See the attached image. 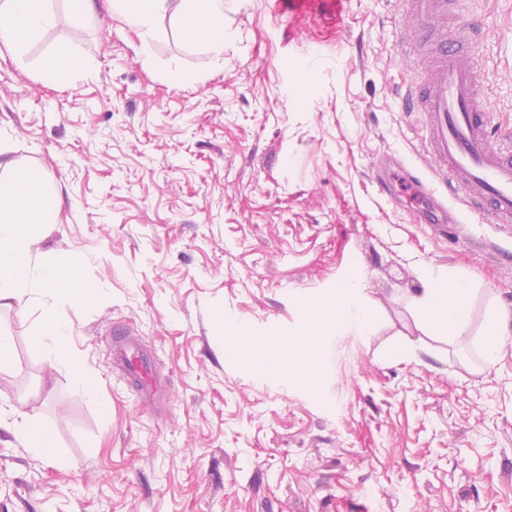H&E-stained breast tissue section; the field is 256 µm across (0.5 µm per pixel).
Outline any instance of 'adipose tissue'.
I'll return each instance as SVG.
<instances>
[{"label":"adipose tissue","instance_id":"1","mask_svg":"<svg viewBox=\"0 0 512 512\" xmlns=\"http://www.w3.org/2000/svg\"><path fill=\"white\" fill-rule=\"evenodd\" d=\"M72 29L81 33L100 11L122 16L137 33L152 30L164 20L179 26L190 42L213 55L224 53L226 0H66ZM53 21L49 0H0V44L22 52ZM423 287L410 300L419 321L434 335L455 339L470 319L472 283L463 278L424 270ZM308 316L304 331L288 341L289 348L317 349L328 336L352 332L373 335L375 312L362 292L359 264H352L335 292L322 302L303 301Z\"/></svg>","mask_w":512,"mask_h":512}]
</instances>
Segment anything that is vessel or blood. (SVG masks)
<instances>
[{
	"instance_id": "obj_1",
	"label": "vessel or blood",
	"mask_w": 512,
	"mask_h": 512,
	"mask_svg": "<svg viewBox=\"0 0 512 512\" xmlns=\"http://www.w3.org/2000/svg\"><path fill=\"white\" fill-rule=\"evenodd\" d=\"M405 4L407 14L422 28L453 6L452 0H405ZM479 32L474 23L466 34L439 37L434 56L416 64L400 107L421 114L430 160L449 197L488 223L508 227L512 225V149L504 146L481 98L485 78L468 54ZM418 204L434 233L451 239L464 236L461 222H447V208L437 201L436 189L426 188ZM112 355L137 383L146 407L164 401V391L137 339L120 336Z\"/></svg>"
}]
</instances>
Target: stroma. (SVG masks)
I'll return each instance as SVG.
<instances>
[{
	"mask_svg": "<svg viewBox=\"0 0 512 512\" xmlns=\"http://www.w3.org/2000/svg\"><path fill=\"white\" fill-rule=\"evenodd\" d=\"M52 10L22 54L0 44V143L61 195L32 258L83 257L96 293L57 310L100 401L50 367L36 308L0 307V411L55 442L33 457L0 428V512H512V343L488 369L480 351L489 317L512 313L498 259L512 235L452 200L469 237L439 238L409 183L395 202L371 180L393 157L437 182L421 116L398 107L413 71L395 48L401 0H349L339 17L229 0L220 58L168 22L140 37L105 15L77 36L63 0ZM474 20L484 100L512 135V0H455L446 26ZM63 47L93 64L64 89L44 70ZM177 64L194 85L172 82ZM355 259L374 334L333 337L314 382L284 378L298 298H327ZM424 266L474 282L453 341L408 305ZM227 317L251 331L235 356ZM116 327L151 357L164 408L113 362Z\"/></svg>",
	"mask_w": 512,
	"mask_h": 512,
	"instance_id": "1",
	"label": "stroma"
}]
</instances>
